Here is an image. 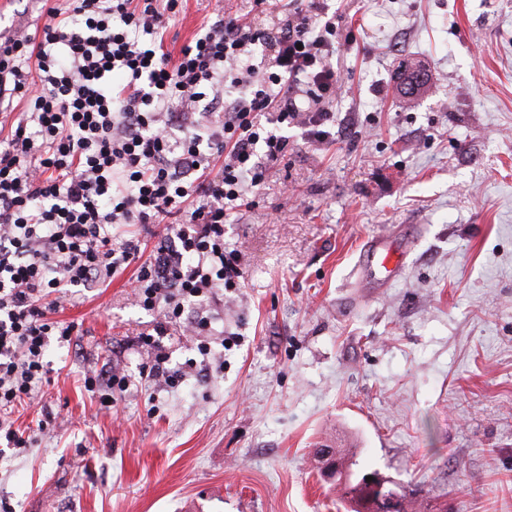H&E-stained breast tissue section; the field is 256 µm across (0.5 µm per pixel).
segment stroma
I'll return each instance as SVG.
<instances>
[{
  "instance_id": "1",
  "label": "stroma",
  "mask_w": 512,
  "mask_h": 512,
  "mask_svg": "<svg viewBox=\"0 0 512 512\" xmlns=\"http://www.w3.org/2000/svg\"><path fill=\"white\" fill-rule=\"evenodd\" d=\"M223 5L184 0L168 48ZM323 6L346 88L331 135L289 129L225 225L240 288L207 304L211 336L159 339L183 383L149 375L138 264L63 297L76 336L10 416L27 445H0V512H351L318 442L401 485L406 512H512V0ZM43 22L42 0H0V29ZM409 61L428 75L412 100ZM384 231L407 258L378 288L363 248ZM106 364L132 378L108 408L85 386Z\"/></svg>"
}]
</instances>
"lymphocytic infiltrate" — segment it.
Listing matches in <instances>:
<instances>
[{
	"mask_svg": "<svg viewBox=\"0 0 512 512\" xmlns=\"http://www.w3.org/2000/svg\"><path fill=\"white\" fill-rule=\"evenodd\" d=\"M181 0H44L40 35L0 44V112L20 111L0 138V426L47 382L57 293L93 288L138 261L122 224L165 231L141 263L134 297L169 324L211 328L203 307L240 286V254L226 247L232 213L255 207L288 128L315 140L343 89L336 19L318 0H293L267 33L226 0L179 52L165 49ZM121 76L113 85V76Z\"/></svg>",
	"mask_w": 512,
	"mask_h": 512,
	"instance_id": "1",
	"label": "lymphocytic infiltrate"
}]
</instances>
